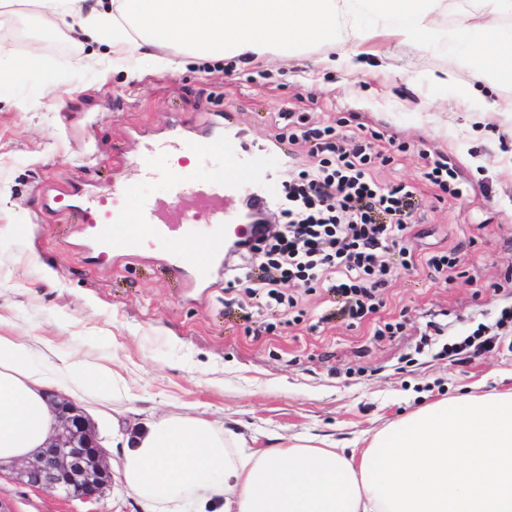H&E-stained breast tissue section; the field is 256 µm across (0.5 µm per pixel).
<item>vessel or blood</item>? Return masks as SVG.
<instances>
[{
    "mask_svg": "<svg viewBox=\"0 0 512 512\" xmlns=\"http://www.w3.org/2000/svg\"><path fill=\"white\" fill-rule=\"evenodd\" d=\"M232 120V114H225L222 125L202 136L176 127L164 139L144 145L137 162L172 201L168 220H159L151 199L138 196L130 185H109L100 191L76 188L58 194L56 201L89 225L99 255L109 254L119 242L135 252L144 239L165 237L175 243L172 265L186 284L203 285L210 278L206 257L215 254L228 221L224 197L251 181L253 163L245 155L246 145L224 134ZM216 157L223 158L228 173L198 178L197 169L208 167Z\"/></svg>",
    "mask_w": 512,
    "mask_h": 512,
    "instance_id": "1",
    "label": "vessel or blood"
}]
</instances>
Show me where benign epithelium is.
<instances>
[{"label":"benign epithelium","mask_w":512,"mask_h":512,"mask_svg":"<svg viewBox=\"0 0 512 512\" xmlns=\"http://www.w3.org/2000/svg\"><path fill=\"white\" fill-rule=\"evenodd\" d=\"M48 400L57 416L55 433L39 454L16 467L15 479L33 489L95 500L112 483L107 450L90 418L68 398L52 393Z\"/></svg>","instance_id":"1"}]
</instances>
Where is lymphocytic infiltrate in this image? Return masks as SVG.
<instances>
[{"label":"lymphocytic infiltrate","mask_w":512,"mask_h":512,"mask_svg":"<svg viewBox=\"0 0 512 512\" xmlns=\"http://www.w3.org/2000/svg\"><path fill=\"white\" fill-rule=\"evenodd\" d=\"M288 140L309 143L318 163L289 173L281 193L271 197L284 218L278 235L265 236L260 212L248 211L250 233L238 240L236 260L225 263V272H245L254 294L277 303L282 282L327 281L339 299L337 317L362 322L377 311L389 257L400 253L406 268L415 263L402 245L415 194L403 185L380 187L370 176L368 146L346 147L334 127L292 133Z\"/></svg>","instance_id":"1"}]
</instances>
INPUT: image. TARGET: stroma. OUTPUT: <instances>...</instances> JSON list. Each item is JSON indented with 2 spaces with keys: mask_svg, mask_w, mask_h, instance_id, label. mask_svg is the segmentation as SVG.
<instances>
[{
  "mask_svg": "<svg viewBox=\"0 0 512 512\" xmlns=\"http://www.w3.org/2000/svg\"><path fill=\"white\" fill-rule=\"evenodd\" d=\"M1 26L28 39L0 44V325L51 338L84 365L111 366L124 379L121 399L90 388L78 402L111 469L120 470L130 435L165 415H200L261 446L316 435L351 448L419 406L512 388V328L490 346L442 352L512 305L502 286L512 270V119L478 112L469 96L475 70L436 81L447 41L417 54L378 34L362 46L358 71L345 61L328 68L324 44L260 61L188 58L163 70L113 63L102 46L98 59L78 66L85 49L52 52L53 33L30 7L0 16ZM288 110L382 154L370 171L375 182L412 187L421 202L405 246L418 258L456 251L448 279L421 264L392 270L382 307L360 324L333 319L325 285L289 281L280 289L298 301L292 321L248 299L246 279L226 281L218 260L207 287H184L166 261L169 240L136 254L118 248L100 263L88 230L52 200L78 184H128L166 214L170 200L134 162L142 140L232 112L244 143L263 145ZM429 158L455 171L461 195L424 179ZM386 322L402 328L375 335ZM437 326L442 344L420 349ZM0 512L146 508L118 483L83 501L22 486L6 468Z\"/></svg>",
  "mask_w": 512,
  "mask_h": 512,
  "instance_id": "35a3bbf8",
  "label": "stroma"
}]
</instances>
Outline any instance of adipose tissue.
<instances>
[{"label":"adipose tissue","instance_id":"obj_1","mask_svg":"<svg viewBox=\"0 0 512 512\" xmlns=\"http://www.w3.org/2000/svg\"><path fill=\"white\" fill-rule=\"evenodd\" d=\"M366 16L418 52L466 44L444 76L478 58L485 111L512 116L496 96L512 78V0H51L38 20L83 46L111 38L113 61L166 68L177 50L259 59L319 43L346 60L371 35ZM51 383L74 396L123 390L111 367H84L49 338L0 333V459L33 456L52 434ZM122 481L148 512H512V390L421 407L350 454L301 436L250 450L207 419L164 417L125 453Z\"/></svg>","mask_w":512,"mask_h":512}]
</instances>
